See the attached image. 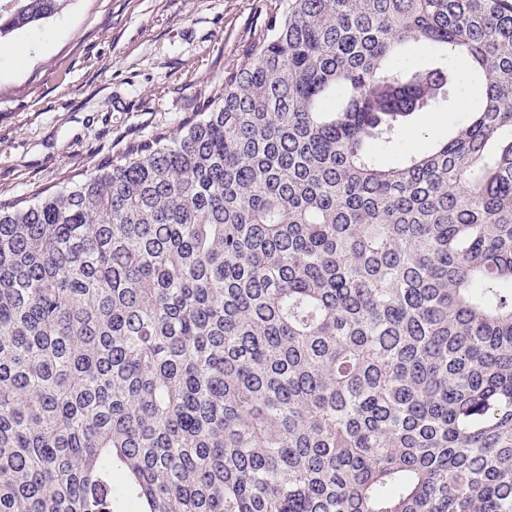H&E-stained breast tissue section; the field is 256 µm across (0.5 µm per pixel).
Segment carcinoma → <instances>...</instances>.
<instances>
[{
	"label": "carcinoma",
	"mask_w": 512,
	"mask_h": 512,
	"mask_svg": "<svg viewBox=\"0 0 512 512\" xmlns=\"http://www.w3.org/2000/svg\"><path fill=\"white\" fill-rule=\"evenodd\" d=\"M0 512H512V0H275L184 130L0 203ZM448 67L457 77L461 88V102L454 110L441 112H419L416 114L404 134L401 142L403 150L414 152L428 149L434 141L446 138L466 119L468 107L476 104L481 87L475 76L469 73L465 60L461 56L448 60Z\"/></svg>",
	"instance_id": "1"
}]
</instances>
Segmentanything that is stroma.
Here are the masks:
<instances>
[{"mask_svg": "<svg viewBox=\"0 0 512 512\" xmlns=\"http://www.w3.org/2000/svg\"><path fill=\"white\" fill-rule=\"evenodd\" d=\"M271 0H70L15 32L26 57L0 63V202L33 200L134 137L179 131L264 25ZM461 102L416 114L401 142L419 152L448 137L481 94L449 59Z\"/></svg>", "mask_w": 512, "mask_h": 512, "instance_id": "stroma-1", "label": "stroma"}]
</instances>
